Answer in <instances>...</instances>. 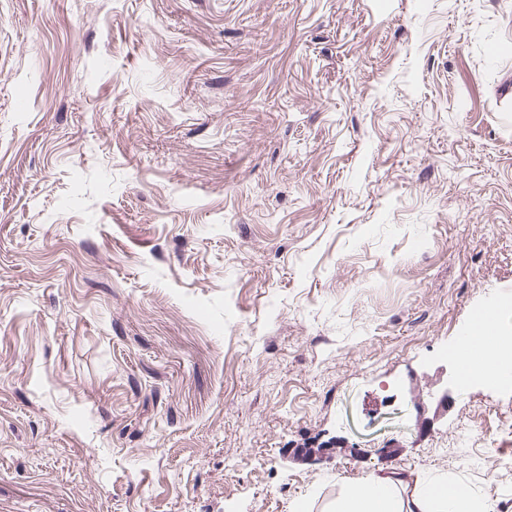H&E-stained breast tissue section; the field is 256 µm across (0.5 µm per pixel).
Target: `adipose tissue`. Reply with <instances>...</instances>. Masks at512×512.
<instances>
[{
    "mask_svg": "<svg viewBox=\"0 0 512 512\" xmlns=\"http://www.w3.org/2000/svg\"><path fill=\"white\" fill-rule=\"evenodd\" d=\"M392 476L370 474L337 502L333 512H482L471 490L456 483L431 486L428 494L400 500L389 491Z\"/></svg>",
    "mask_w": 512,
    "mask_h": 512,
    "instance_id": "obj_1",
    "label": "adipose tissue"
}]
</instances>
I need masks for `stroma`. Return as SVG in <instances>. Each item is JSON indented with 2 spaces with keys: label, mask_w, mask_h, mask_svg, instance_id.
Listing matches in <instances>:
<instances>
[{
  "label": "stroma",
  "mask_w": 512,
  "mask_h": 512,
  "mask_svg": "<svg viewBox=\"0 0 512 512\" xmlns=\"http://www.w3.org/2000/svg\"><path fill=\"white\" fill-rule=\"evenodd\" d=\"M512 0H0V512H512ZM499 317V310L492 305L478 310L473 315L468 340L453 354V360L459 367L458 388H465L474 372L493 378L512 375L511 363H488L494 366H487L484 363L485 350L492 346L490 350L495 353L498 346H494L502 338L501 330L496 325ZM395 474H369L352 487L348 496L336 503L333 512H483L471 490L453 482L433 485L427 495L417 494L407 501L385 491Z\"/></svg>",
  "instance_id": "stroma-1"
}]
</instances>
